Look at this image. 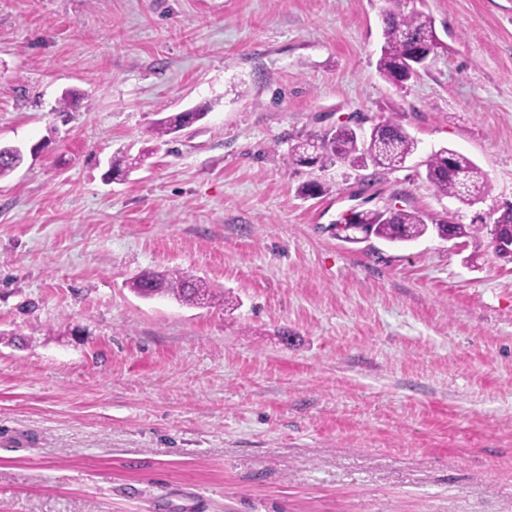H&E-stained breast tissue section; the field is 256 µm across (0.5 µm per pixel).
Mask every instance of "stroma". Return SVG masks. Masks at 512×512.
I'll use <instances>...</instances> for the list:
<instances>
[{
    "label": "stroma",
    "mask_w": 512,
    "mask_h": 512,
    "mask_svg": "<svg viewBox=\"0 0 512 512\" xmlns=\"http://www.w3.org/2000/svg\"><path fill=\"white\" fill-rule=\"evenodd\" d=\"M415 5L442 46L399 90L384 0H0V512H512V263L330 229L512 203V0ZM392 113L406 168L284 162ZM443 147L485 203L426 180ZM144 271L215 297H140ZM424 165L427 181L443 196L472 205L489 195L486 176L470 157L461 152L441 148L432 152Z\"/></svg>",
    "instance_id": "1"
}]
</instances>
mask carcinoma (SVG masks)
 <instances>
[{
    "label": "carcinoma",
    "mask_w": 512,
    "mask_h": 512,
    "mask_svg": "<svg viewBox=\"0 0 512 512\" xmlns=\"http://www.w3.org/2000/svg\"><path fill=\"white\" fill-rule=\"evenodd\" d=\"M386 16L383 29L384 42L377 61L382 76L400 88L410 74L406 63L411 52L420 48L431 51L436 47V32L431 15L409 7L410 0H385ZM188 113L181 112L160 122L155 129L161 139L188 126ZM417 149V143L393 117L375 124L369 135L361 136L347 124L330 129L321 136L301 139L288 149L286 163L324 170L342 161L352 168L373 167L386 175L404 167ZM24 154L13 147H0V179L8 176L22 164ZM427 181L443 196L454 198L466 205L486 199L489 185L479 166L467 155L449 148L431 153L425 161ZM499 235L512 237V204L499 209L494 218ZM345 225L364 237L374 235L392 243H405L423 236L434 229L446 238H476L490 234V227L481 224H427L424 216L416 211L398 209L382 215L377 209H364L350 213ZM130 288L142 297L171 295L176 299L194 303L206 295L193 276L184 271L160 274L147 271L136 276Z\"/></svg>",
    "instance_id": "obj_1"
}]
</instances>
